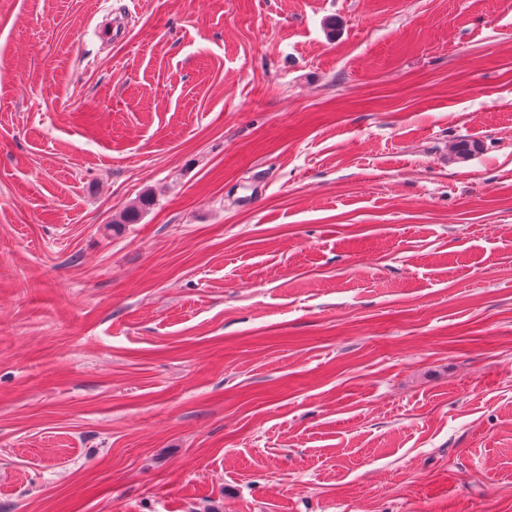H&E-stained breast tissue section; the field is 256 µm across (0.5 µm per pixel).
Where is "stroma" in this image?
Segmentation results:
<instances>
[{
	"mask_svg": "<svg viewBox=\"0 0 512 512\" xmlns=\"http://www.w3.org/2000/svg\"><path fill=\"white\" fill-rule=\"evenodd\" d=\"M0 512H512V0H0Z\"/></svg>",
	"mask_w": 512,
	"mask_h": 512,
	"instance_id": "35a3bbf8",
	"label": "stroma"
}]
</instances>
